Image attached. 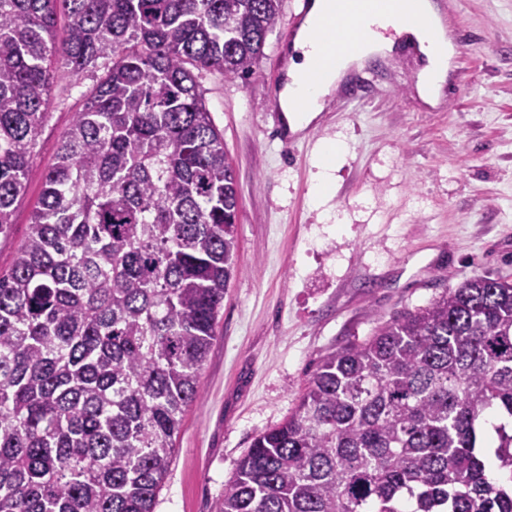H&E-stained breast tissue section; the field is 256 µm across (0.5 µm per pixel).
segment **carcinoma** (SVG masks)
<instances>
[{"label": "carcinoma", "instance_id": "cac0c4a2", "mask_svg": "<svg viewBox=\"0 0 512 512\" xmlns=\"http://www.w3.org/2000/svg\"><path fill=\"white\" fill-rule=\"evenodd\" d=\"M280 14L0 0V235L55 74L93 81L0 274V512H154L238 273V186L199 74L249 75ZM510 426L512 280L478 276L323 355L219 512H512Z\"/></svg>", "mask_w": 512, "mask_h": 512}]
</instances>
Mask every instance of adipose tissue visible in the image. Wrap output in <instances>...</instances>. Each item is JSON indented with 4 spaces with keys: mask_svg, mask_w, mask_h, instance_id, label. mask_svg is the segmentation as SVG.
I'll return each instance as SVG.
<instances>
[{
    "mask_svg": "<svg viewBox=\"0 0 512 512\" xmlns=\"http://www.w3.org/2000/svg\"><path fill=\"white\" fill-rule=\"evenodd\" d=\"M335 8V0H314L306 24L292 44L288 80L280 97V107L290 132L303 130L322 111L323 99L336 88L352 66L362 64L378 54H389L393 50V40L383 34L384 29L393 25V18L379 14L364 16L360 19L364 40L357 51L338 57L320 76H313V64L319 46L318 27L322 19ZM404 31L415 39L427 58L421 73L422 83L432 91H439L445 82L448 61L454 49L435 0H413L407 9Z\"/></svg>",
    "mask_w": 512,
    "mask_h": 512,
    "instance_id": "obj_1",
    "label": "adipose tissue"
}]
</instances>
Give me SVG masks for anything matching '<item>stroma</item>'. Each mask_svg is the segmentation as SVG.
Wrapping results in <instances>:
<instances>
[{
	"mask_svg": "<svg viewBox=\"0 0 512 512\" xmlns=\"http://www.w3.org/2000/svg\"><path fill=\"white\" fill-rule=\"evenodd\" d=\"M452 41L455 99L418 88L423 60L399 49L351 69L294 149L276 136L269 79L285 54L286 18L245 78L200 79L240 195L238 274L224 295L154 512H216L259 433L296 409L326 352L363 341L378 322L426 306L476 276L512 277V0H436ZM89 82L56 77L27 191L0 236V274L28 233L42 176ZM343 145L329 201L312 204L322 143Z\"/></svg>",
	"mask_w": 512,
	"mask_h": 512,
	"instance_id": "1",
	"label": "stroma"
}]
</instances>
